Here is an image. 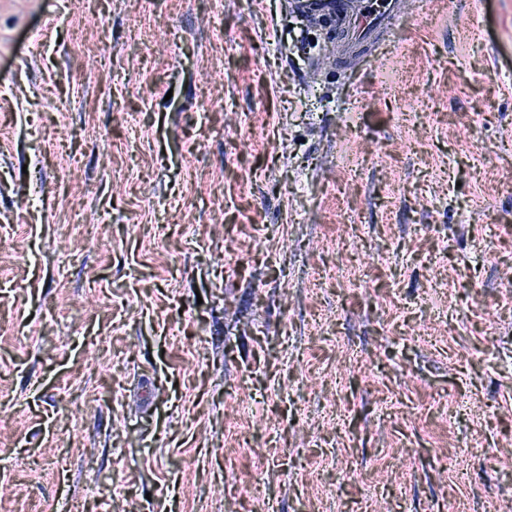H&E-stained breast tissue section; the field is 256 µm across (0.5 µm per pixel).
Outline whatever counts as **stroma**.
I'll list each match as a JSON object with an SVG mask.
<instances>
[{
	"mask_svg": "<svg viewBox=\"0 0 512 512\" xmlns=\"http://www.w3.org/2000/svg\"><path fill=\"white\" fill-rule=\"evenodd\" d=\"M318 27L0 0V512H512V0ZM402 1L387 0L379 2L376 1L377 14L363 27L353 29L352 32L344 35L343 47L345 54L350 58L358 60L366 57L373 56L382 48L384 43L389 37V19L397 17L399 19L404 12H402Z\"/></svg>",
	"mask_w": 512,
	"mask_h": 512,
	"instance_id": "1",
	"label": "stroma"
}]
</instances>
